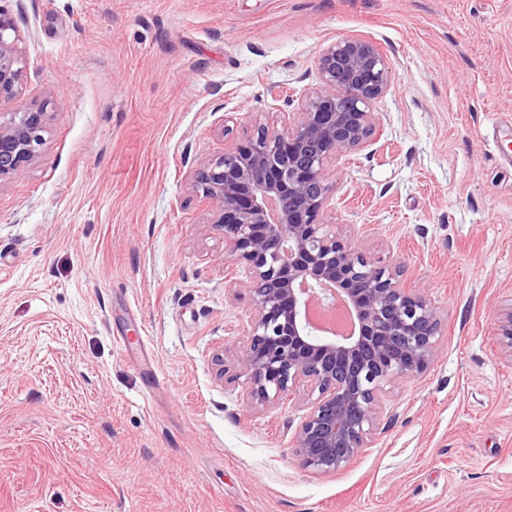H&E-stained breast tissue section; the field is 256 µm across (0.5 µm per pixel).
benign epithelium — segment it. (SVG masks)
<instances>
[{"label":"benign epithelium","mask_w":512,"mask_h":512,"mask_svg":"<svg viewBox=\"0 0 512 512\" xmlns=\"http://www.w3.org/2000/svg\"><path fill=\"white\" fill-rule=\"evenodd\" d=\"M13 18L0 8V99L23 77ZM319 83L288 122L258 123L243 144L190 173V189L212 207L211 229L224 254L247 267L246 344L235 358L246 400L257 409L297 387L318 393L295 432L300 464L317 475L347 467L370 447L386 386L421 373L433 360L442 317L421 288L336 233L327 222L335 192L331 163L364 149L380 132L375 104L391 67L363 38L331 41L318 59ZM46 107L0 122V178L35 157ZM495 336L512 363V307Z\"/></svg>","instance_id":"benign-epithelium-1"}]
</instances>
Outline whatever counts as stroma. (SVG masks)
Here are the masks:
<instances>
[{
	"label": "stroma",
	"instance_id": "1",
	"mask_svg": "<svg viewBox=\"0 0 512 512\" xmlns=\"http://www.w3.org/2000/svg\"><path fill=\"white\" fill-rule=\"evenodd\" d=\"M52 118L0 179V512H512V0H0ZM379 43L383 134L332 165L337 233L404 265L437 352L316 475L313 397L257 412L250 297L190 171L292 112L332 40ZM126 339L119 349L118 339ZM223 351L217 375L212 363ZM495 336L501 355L512 364V306L498 314L495 323Z\"/></svg>",
	"mask_w": 512,
	"mask_h": 512
}]
</instances>
